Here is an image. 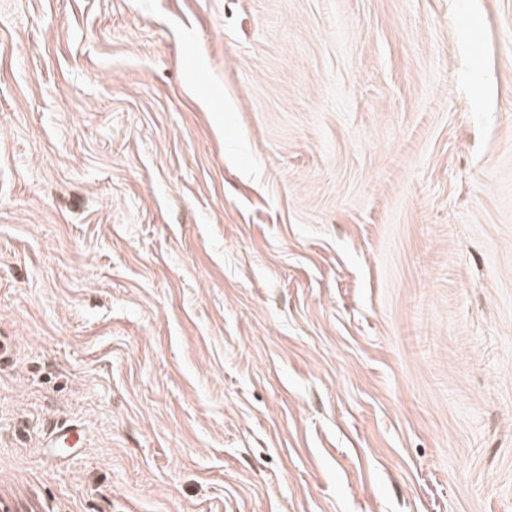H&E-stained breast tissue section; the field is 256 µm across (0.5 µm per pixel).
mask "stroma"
<instances>
[{"mask_svg": "<svg viewBox=\"0 0 512 512\" xmlns=\"http://www.w3.org/2000/svg\"><path fill=\"white\" fill-rule=\"evenodd\" d=\"M0 512H512V0H0Z\"/></svg>", "mask_w": 512, "mask_h": 512, "instance_id": "35a3bbf8", "label": "stroma"}]
</instances>
